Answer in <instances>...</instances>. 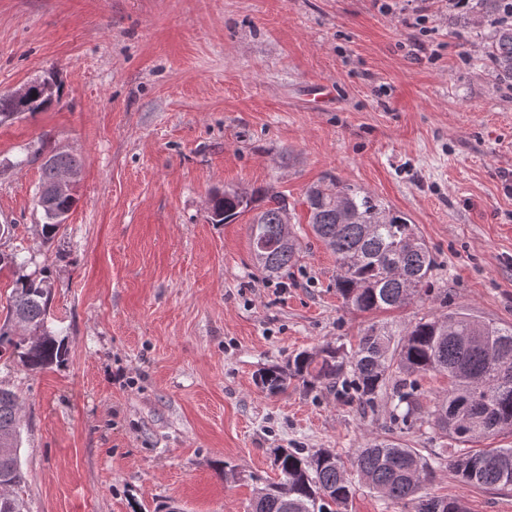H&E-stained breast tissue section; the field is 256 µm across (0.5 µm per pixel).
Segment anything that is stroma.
I'll list each match as a JSON object with an SVG mask.
<instances>
[{"label":"stroma","instance_id":"35a3bbf8","mask_svg":"<svg viewBox=\"0 0 512 512\" xmlns=\"http://www.w3.org/2000/svg\"><path fill=\"white\" fill-rule=\"evenodd\" d=\"M426 17L379 0H0V95L48 75L51 108L0 124V252L46 278L63 362L0 359L20 398L25 512H247L277 480L276 448L350 458L397 438L430 459L425 491L465 512H512V491L464 486L429 413L448 389L417 376L418 419L258 371L369 326L400 337L463 309L512 323V84L486 62L491 29L444 0ZM82 160L52 240L36 206L49 152ZM334 181L405 213L435 266L432 292L374 313L336 294V259L304 196ZM286 196L298 259L268 276L250 214L211 223L215 190Z\"/></svg>","mask_w":512,"mask_h":512}]
</instances>
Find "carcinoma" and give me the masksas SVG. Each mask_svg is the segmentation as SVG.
Wrapping results in <instances>:
<instances>
[{
  "label": "carcinoma",
  "mask_w": 512,
  "mask_h": 512,
  "mask_svg": "<svg viewBox=\"0 0 512 512\" xmlns=\"http://www.w3.org/2000/svg\"><path fill=\"white\" fill-rule=\"evenodd\" d=\"M482 19L492 26L484 54L497 76L512 81V0H470L464 26ZM56 99L33 89L26 111L42 112ZM61 169L81 170L68 153L50 154L42 164L41 185L50 184ZM219 223L227 224L254 212L250 240L254 259L271 275L296 262V244L284 241L281 215L288 202L280 195L253 191L240 196L233 189L212 199ZM76 204L73 195L52 200L43 210L46 239L54 237ZM309 224L315 236L336 256V291L343 303L360 312L403 307L428 293L434 259L403 214L389 209L367 193L351 187L315 184L305 194ZM50 291L43 278L20 275L15 279L7 317L0 325V357L18 355L32 371L63 359V341L47 330ZM41 331L29 341L14 332L13 321ZM403 374L392 391L391 421L410 429L417 420L414 374L448 375V392L431 412L434 428L461 444L488 439L512 430V323L497 324L463 311L422 317L406 328L397 342L388 331L369 327L355 350L324 346L315 353L301 352L285 367L272 365L257 379L270 394L284 392L299 379L311 387L341 385L352 399L372 406L387 390L393 370ZM20 402L0 388V485L23 482L20 460ZM274 464L280 478L257 489L248 512H343L352 496L347 469L375 493L395 502L415 503L417 512H462L446 498H423L422 487L434 470L414 448L392 441H373L345 464L329 448H279ZM448 469L466 486L512 490V447L448 452Z\"/></svg>",
  "instance_id": "obj_1"
}]
</instances>
